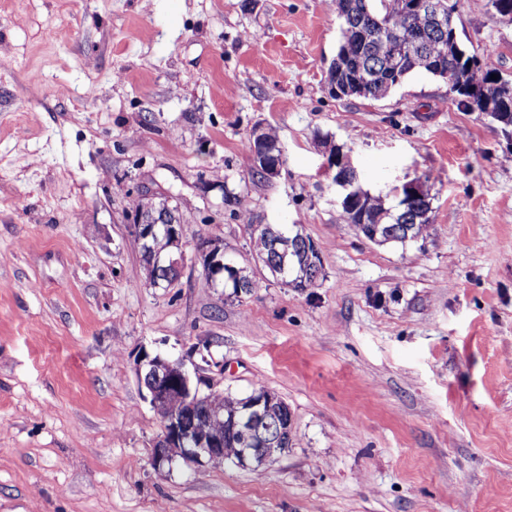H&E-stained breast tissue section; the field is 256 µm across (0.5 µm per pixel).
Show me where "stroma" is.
I'll return each instance as SVG.
<instances>
[{
  "label": "stroma",
  "instance_id": "35a3bbf8",
  "mask_svg": "<svg viewBox=\"0 0 512 512\" xmlns=\"http://www.w3.org/2000/svg\"><path fill=\"white\" fill-rule=\"evenodd\" d=\"M454 3L463 46L512 81V25ZM340 39L326 0H0V512H512V126L422 72L336 98ZM259 124L286 160L269 179ZM332 146L387 206L423 184V237L360 235ZM145 189L184 220L168 288L132 246ZM228 195L314 242L313 287L254 261ZM211 228L251 294L206 286ZM142 350L275 393L292 447L156 469ZM263 128L255 127L252 132V143L250 139L247 142L248 151L252 152V163L254 170L260 172L265 178H273L280 174L284 166V156L281 147H275L280 144L279 136L273 127H268L266 131V140L263 135ZM256 171L253 174L262 175Z\"/></svg>",
  "mask_w": 512,
  "mask_h": 512
}]
</instances>
